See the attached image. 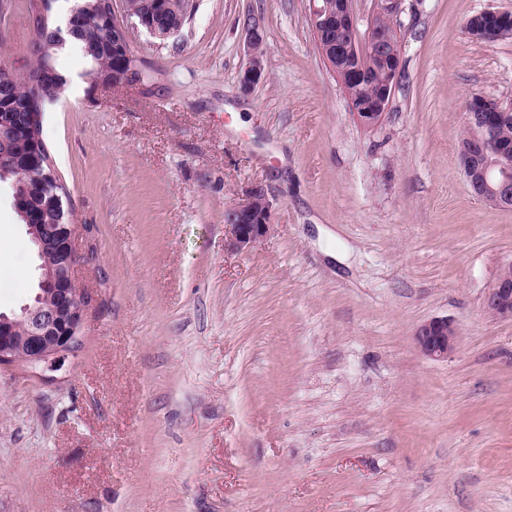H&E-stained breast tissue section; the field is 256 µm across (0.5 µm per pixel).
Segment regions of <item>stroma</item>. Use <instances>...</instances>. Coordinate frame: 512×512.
Wrapping results in <instances>:
<instances>
[{"mask_svg":"<svg viewBox=\"0 0 512 512\" xmlns=\"http://www.w3.org/2000/svg\"><path fill=\"white\" fill-rule=\"evenodd\" d=\"M31 0H0V68L28 73ZM512 0H402V79L362 128L319 55L309 0H189L177 37L130 32L150 87L68 85L43 137L93 300L55 372L0 368V512H512V320L484 297L512 209L459 164L465 103L512 106V38L466 20ZM266 79L240 89L247 33ZM256 248L225 244L251 186ZM0 311L37 291L0 187ZM445 316L456 352L416 328ZM245 198L224 212V223L230 234V245L237 251H248L262 242L273 230L272 204L261 186L251 187ZM460 332L448 317H433L420 324L414 334V344L420 355L430 360L448 359L455 352Z\"/></svg>","mask_w":512,"mask_h":512,"instance_id":"stroma-1","label":"stroma"}]
</instances>
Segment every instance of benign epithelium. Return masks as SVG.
I'll return each instance as SVG.
<instances>
[{"instance_id":"obj_1","label":"benign epithelium","mask_w":512,"mask_h":512,"mask_svg":"<svg viewBox=\"0 0 512 512\" xmlns=\"http://www.w3.org/2000/svg\"><path fill=\"white\" fill-rule=\"evenodd\" d=\"M402 0H374L375 15L392 21L400 12ZM353 0H312L311 24L319 52L338 78L343 91L362 85L366 79V58L378 60L385 73L374 95L348 98L358 124L372 128L380 123L391 102L402 71L401 44L393 36L394 26L370 24L364 42L358 43V18ZM136 20L154 38L169 39L180 29L159 30L142 18L123 11V18H114L120 33L119 44L128 59L134 58L128 36V22ZM335 29L345 39L326 42L327 34ZM512 32V11L485 10L472 15L465 23V33L471 38L497 41ZM249 64L240 78L244 91L251 90L265 78L263 36L258 28L251 29L247 42ZM130 71H110L92 77L93 91H103L133 82ZM466 125L472 131L468 143L459 146L464 177L469 186H477L476 196L499 207L512 206V147L495 138L496 128L512 119V108L495 99L474 95L465 105ZM25 163L52 167L44 145L36 142ZM60 208L58 224H36L28 211L22 212L38 254L48 253L56 262L39 266V292L32 303L11 316L0 312V367L21 364L33 369L54 371L73 352V341L79 337L85 307L92 296L76 282V240L79 225L71 217L65 195L55 196ZM272 204L258 185L245 192V198L224 212V223L230 234V245L237 251H248L262 242L273 230ZM486 312L495 319L512 320V279L498 278L484 299ZM460 332L457 324L446 316L433 317L420 324L414 334V344L420 355L430 360H443L455 352Z\"/></svg>"}]
</instances>
